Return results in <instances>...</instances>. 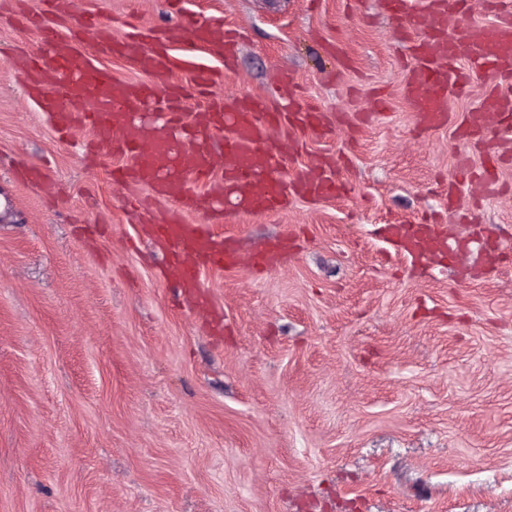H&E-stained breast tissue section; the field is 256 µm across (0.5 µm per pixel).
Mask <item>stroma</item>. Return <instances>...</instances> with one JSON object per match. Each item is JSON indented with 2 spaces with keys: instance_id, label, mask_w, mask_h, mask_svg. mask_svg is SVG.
Listing matches in <instances>:
<instances>
[{
  "instance_id": "stroma-1",
  "label": "stroma",
  "mask_w": 512,
  "mask_h": 512,
  "mask_svg": "<svg viewBox=\"0 0 512 512\" xmlns=\"http://www.w3.org/2000/svg\"><path fill=\"white\" fill-rule=\"evenodd\" d=\"M0 0V512H512V143L405 95L410 36L384 0H71L122 37L217 22L214 100L289 91L327 129L274 136L277 172L328 156L338 195L214 224L240 242L203 281L215 335L140 237L89 128L58 133L8 65L41 49ZM501 155L479 188L460 170ZM429 219L452 253L419 264L391 224ZM287 239L288 254H256Z\"/></svg>"
}]
</instances>
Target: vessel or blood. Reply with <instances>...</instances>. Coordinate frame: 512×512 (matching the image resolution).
I'll return each instance as SVG.
<instances>
[{
    "label": "vessel or blood",
    "mask_w": 512,
    "mask_h": 512,
    "mask_svg": "<svg viewBox=\"0 0 512 512\" xmlns=\"http://www.w3.org/2000/svg\"><path fill=\"white\" fill-rule=\"evenodd\" d=\"M389 11L414 31V64L406 92L419 119L430 128L448 122L450 90H463L468 72H480L491 93L467 114L470 135L491 126L512 127V0H491L493 22L473 21L464 36H456L454 22L465 0H386ZM46 52L39 58L14 57L8 64L25 79L28 92L58 129L89 127L96 140L108 142L115 154L129 157L116 174L137 207L136 221L146 226L156 247L169 255V268L187 302L207 303L200 272L228 268L236 242L215 235L207 224H191L186 214L206 210L210 221L221 206L237 213L268 212L289 198H324L335 191L332 164L300 167L292 180L277 177L276 155L269 145L272 132L282 129H321L323 113L296 107L282 112L259 98L210 101L187 111L184 86L169 74L190 59L194 48L226 54L235 42L223 25L173 24L159 32L140 29L113 39L105 27L86 20L83 37L61 36L57 27L32 15ZM466 56L467 69L456 65ZM121 57L144 73L140 82H120L100 66L103 57ZM53 72L66 87L63 99L48 96L44 76ZM392 236L407 240L412 251L442 248L446 235L430 224L414 229L391 227Z\"/></svg>",
    "instance_id": "obj_1"
}]
</instances>
